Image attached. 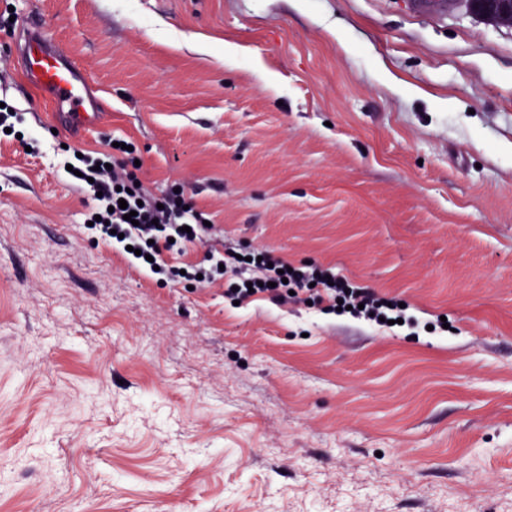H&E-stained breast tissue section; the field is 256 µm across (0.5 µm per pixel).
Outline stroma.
Here are the masks:
<instances>
[{
  "instance_id": "obj_1",
  "label": "stroma",
  "mask_w": 512,
  "mask_h": 512,
  "mask_svg": "<svg viewBox=\"0 0 512 512\" xmlns=\"http://www.w3.org/2000/svg\"><path fill=\"white\" fill-rule=\"evenodd\" d=\"M8 9L104 109L62 130L0 31L39 140L0 138V512H512V27L415 0ZM113 137L212 239L333 266L418 333L91 243L64 164Z\"/></svg>"
}]
</instances>
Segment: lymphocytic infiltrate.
<instances>
[{
  "instance_id": "f902f5d3",
  "label": "lymphocytic infiltrate",
  "mask_w": 512,
  "mask_h": 512,
  "mask_svg": "<svg viewBox=\"0 0 512 512\" xmlns=\"http://www.w3.org/2000/svg\"><path fill=\"white\" fill-rule=\"evenodd\" d=\"M135 159L134 152L110 144L100 151L83 152L72 164L76 174L71 181L95 200L93 212L98 220L89 228L92 237L138 249L135 263L155 271L158 281H199L205 285L221 281L225 297L239 302L263 294L281 304L291 294L305 293L313 308L324 315L336 313L344 304L348 318L373 328L380 327L382 320L398 318L408 327H418L417 318L398 304L353 284L330 267L313 263L292 267L272 259L266 251L260 259L246 261L240 259L239 248L230 243L220 249L207 248L199 263L183 269L164 263V253H180L187 246L205 243L209 231L206 215L191 205L185 192L170 189L158 196L140 186L133 168ZM122 200L127 203L123 209L118 206ZM129 210L135 212V221L125 220Z\"/></svg>"
}]
</instances>
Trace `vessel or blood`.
Listing matches in <instances>:
<instances>
[{
  "mask_svg": "<svg viewBox=\"0 0 512 512\" xmlns=\"http://www.w3.org/2000/svg\"><path fill=\"white\" fill-rule=\"evenodd\" d=\"M26 82L48 93L64 126L73 131L93 128L102 111L100 99L91 96L80 67L42 33L41 23L28 20L17 43Z\"/></svg>",
  "mask_w": 512,
  "mask_h": 512,
  "instance_id": "obj_1",
  "label": "vessel or blood"
}]
</instances>
